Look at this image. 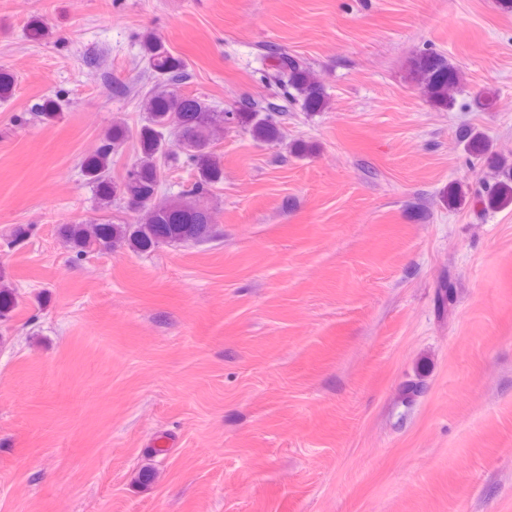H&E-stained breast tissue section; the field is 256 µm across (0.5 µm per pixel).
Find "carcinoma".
<instances>
[{
    "label": "carcinoma",
    "mask_w": 512,
    "mask_h": 512,
    "mask_svg": "<svg viewBox=\"0 0 512 512\" xmlns=\"http://www.w3.org/2000/svg\"><path fill=\"white\" fill-rule=\"evenodd\" d=\"M140 55L153 85L142 99L146 121L137 131L140 152L119 182L112 180V155L126 138L127 128L116 123L104 133L96 153L85 158L82 174L96 190L101 215L64 224L59 234L79 258L92 251L127 248L146 253L163 244L200 243L214 237L212 211L199 203L223 178V165L213 147L224 134V124L236 118L258 141L275 142L280 131L271 112L262 113L251 103L236 112L215 108L207 99L186 96L175 85L185 78L187 62L173 55L154 33L140 37ZM414 81L428 98L448 103V87L458 83V74L440 55L429 53L415 59ZM269 78L284 87L287 97L308 112L328 106L317 76L300 60L281 54ZM177 137L184 163L196 172L191 189L177 195L160 196L165 161L169 155V133ZM500 180L489 187L484 203L490 207L512 196V165L501 158L495 166ZM123 201L133 215L130 222L112 221V202ZM19 306L16 290L0 274V322H7Z\"/></svg>",
    "instance_id": "obj_1"
}]
</instances>
